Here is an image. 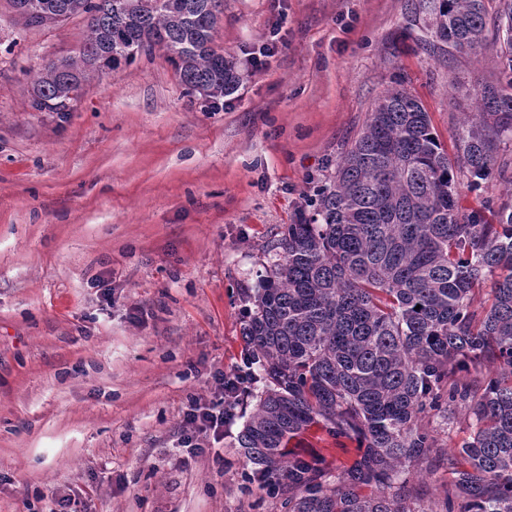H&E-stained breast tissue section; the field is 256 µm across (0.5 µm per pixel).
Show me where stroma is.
I'll list each match as a JSON object with an SVG mask.
<instances>
[{"instance_id": "35a3bbf8", "label": "stroma", "mask_w": 512, "mask_h": 512, "mask_svg": "<svg viewBox=\"0 0 512 512\" xmlns=\"http://www.w3.org/2000/svg\"><path fill=\"white\" fill-rule=\"evenodd\" d=\"M407 0H224L215 48L236 64L218 107L156 52L85 84L72 112L31 109L44 61L86 21L27 27L0 0V512H279L244 479L238 405L204 453L176 449L219 370L247 374L243 291L276 259L315 182L333 176L394 81L446 150L499 49L432 55ZM280 22L279 40L270 37ZM480 193L512 197V143ZM349 464L318 427L291 443Z\"/></svg>"}]
</instances>
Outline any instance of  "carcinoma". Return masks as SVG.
Segmentation results:
<instances>
[{"mask_svg":"<svg viewBox=\"0 0 512 512\" xmlns=\"http://www.w3.org/2000/svg\"><path fill=\"white\" fill-rule=\"evenodd\" d=\"M26 26L87 17L77 56L46 65L30 106L61 116L74 87L160 50L190 95L232 93L235 62L212 47L224 0H11ZM432 54L487 45L486 0H411ZM502 77L473 86L455 153L401 86L271 245L278 260L245 292V357L264 388L236 438L248 481L280 512H434L410 483L425 464L450 481L439 512H512V204L461 206L454 170L477 191L512 140V0H498ZM488 289L491 304L473 306ZM468 414L455 448L432 423ZM313 425L363 453L331 473L288 450Z\"/></svg>","mask_w":512,"mask_h":512,"instance_id":"carcinoma-1","label":"carcinoma"}]
</instances>
